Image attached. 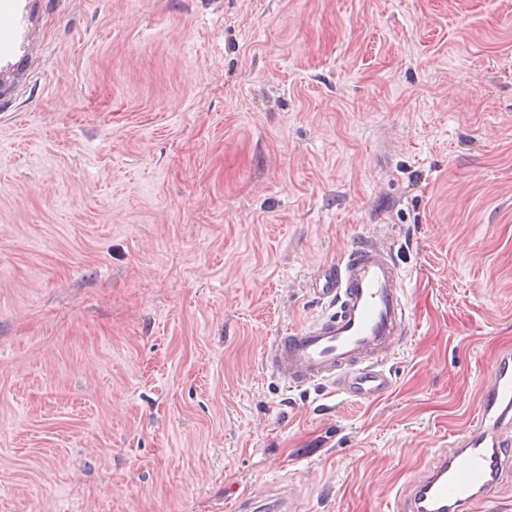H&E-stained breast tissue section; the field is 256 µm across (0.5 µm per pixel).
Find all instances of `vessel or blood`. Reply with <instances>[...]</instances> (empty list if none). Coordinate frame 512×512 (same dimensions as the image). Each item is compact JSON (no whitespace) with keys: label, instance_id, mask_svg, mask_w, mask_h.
Instances as JSON below:
<instances>
[{"label":"vessel or blood","instance_id":"b4317fda","mask_svg":"<svg viewBox=\"0 0 512 512\" xmlns=\"http://www.w3.org/2000/svg\"><path fill=\"white\" fill-rule=\"evenodd\" d=\"M313 293L331 313L274 338L265 354L287 384H334L344 397L374 401L393 380L385 362L398 346L408 310L401 276L383 244L364 241L336 264L321 269ZM512 472V351L501 352L485 388L482 411L453 444L439 452L399 495L396 512H474ZM289 490L242 498L237 512H288Z\"/></svg>","mask_w":512,"mask_h":512}]
</instances>
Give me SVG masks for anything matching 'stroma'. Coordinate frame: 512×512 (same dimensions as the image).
Here are the masks:
<instances>
[{
  "instance_id": "obj_1",
  "label": "stroma",
  "mask_w": 512,
  "mask_h": 512,
  "mask_svg": "<svg viewBox=\"0 0 512 512\" xmlns=\"http://www.w3.org/2000/svg\"><path fill=\"white\" fill-rule=\"evenodd\" d=\"M0 62V512H393L512 350V0H26ZM377 239L367 403L264 362ZM291 491L280 489L279 492L263 498H241L236 503L237 512H288V498Z\"/></svg>"
}]
</instances>
